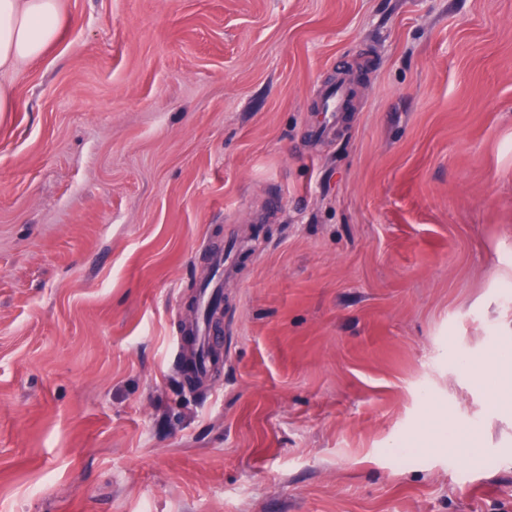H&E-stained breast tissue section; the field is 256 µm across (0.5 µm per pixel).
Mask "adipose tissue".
Returning a JSON list of instances; mask_svg holds the SVG:
<instances>
[{
	"instance_id": "obj_1",
	"label": "adipose tissue",
	"mask_w": 512,
	"mask_h": 512,
	"mask_svg": "<svg viewBox=\"0 0 512 512\" xmlns=\"http://www.w3.org/2000/svg\"><path fill=\"white\" fill-rule=\"evenodd\" d=\"M62 23L59 0H0V71L38 60Z\"/></svg>"
}]
</instances>
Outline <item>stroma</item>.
Listing matches in <instances>:
<instances>
[{"instance_id":"stroma-1","label":"stroma","mask_w":512,"mask_h":512,"mask_svg":"<svg viewBox=\"0 0 512 512\" xmlns=\"http://www.w3.org/2000/svg\"><path fill=\"white\" fill-rule=\"evenodd\" d=\"M60 7L0 73V512H512V0ZM348 83L346 80H340L336 85L324 96V109L327 123H331L335 118L334 112H343L348 92Z\"/></svg>"}]
</instances>
